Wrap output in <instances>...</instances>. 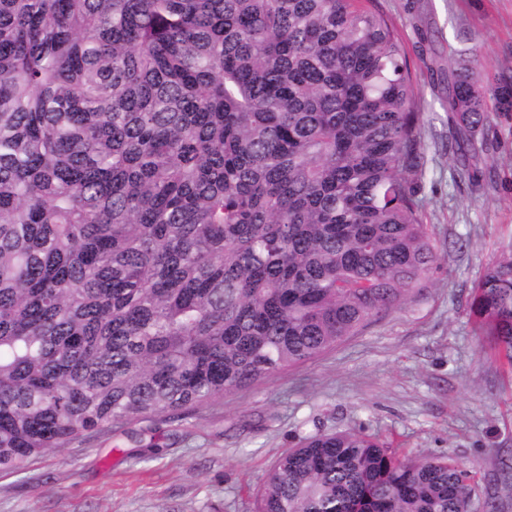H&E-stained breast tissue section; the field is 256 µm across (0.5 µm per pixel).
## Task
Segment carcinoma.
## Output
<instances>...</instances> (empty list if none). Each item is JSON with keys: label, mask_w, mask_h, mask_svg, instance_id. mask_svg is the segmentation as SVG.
<instances>
[{"label": "carcinoma", "mask_w": 512, "mask_h": 512, "mask_svg": "<svg viewBox=\"0 0 512 512\" xmlns=\"http://www.w3.org/2000/svg\"><path fill=\"white\" fill-rule=\"evenodd\" d=\"M473 63L448 149L512 112ZM422 113L376 0H0V470L313 360L437 260ZM469 313L512 371V255ZM476 472L358 431L283 453L256 512H470Z\"/></svg>", "instance_id": "carcinoma-1"}]
</instances>
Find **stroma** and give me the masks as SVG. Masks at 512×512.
<instances>
[{
  "label": "stroma",
  "mask_w": 512,
  "mask_h": 512,
  "mask_svg": "<svg viewBox=\"0 0 512 512\" xmlns=\"http://www.w3.org/2000/svg\"><path fill=\"white\" fill-rule=\"evenodd\" d=\"M416 53L432 30L440 64L475 48L489 77L512 73V0H379ZM423 165L412 180L438 260L399 307L316 360L278 371L184 416L122 427L0 471V512H255L276 459L318 432L363 429L412 457L473 468L472 512H512V373L473 330L468 299L487 265L512 252V116L485 132L480 188L461 180L442 91L415 66Z\"/></svg>",
  "instance_id": "stroma-1"
}]
</instances>
